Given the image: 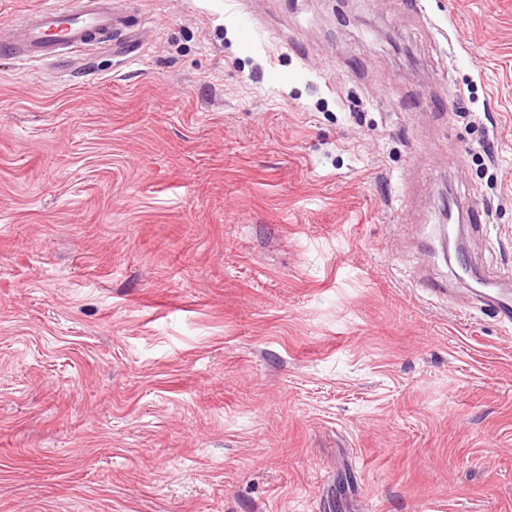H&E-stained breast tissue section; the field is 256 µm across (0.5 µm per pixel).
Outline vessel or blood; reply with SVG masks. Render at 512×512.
Here are the masks:
<instances>
[{
  "label": "vessel or blood",
  "instance_id": "b4317fda",
  "mask_svg": "<svg viewBox=\"0 0 512 512\" xmlns=\"http://www.w3.org/2000/svg\"><path fill=\"white\" fill-rule=\"evenodd\" d=\"M126 17L113 0H71L64 7L47 6L11 20L0 37V55L20 62L41 61L85 47L111 46L130 58L142 51L139 39H118Z\"/></svg>",
  "mask_w": 512,
  "mask_h": 512
}]
</instances>
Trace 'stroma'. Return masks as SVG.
Instances as JSON below:
<instances>
[{
  "instance_id": "obj_1",
  "label": "stroma",
  "mask_w": 512,
  "mask_h": 512,
  "mask_svg": "<svg viewBox=\"0 0 512 512\" xmlns=\"http://www.w3.org/2000/svg\"><path fill=\"white\" fill-rule=\"evenodd\" d=\"M0 58V512H512V0H122ZM112 0H73L64 7L47 6L27 12L7 24L0 37V54L19 62L41 61L85 47H112L133 58L142 52L139 39L111 38L127 29L126 16ZM479 298L476 301L491 307L505 322L512 323V292L510 289H501L498 295L492 299L482 297L484 291L477 290Z\"/></svg>"
}]
</instances>
